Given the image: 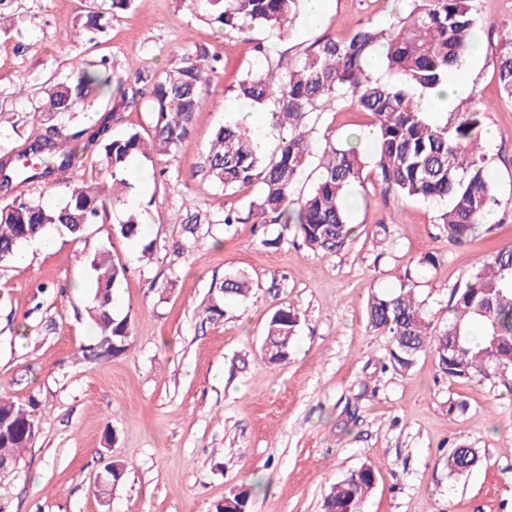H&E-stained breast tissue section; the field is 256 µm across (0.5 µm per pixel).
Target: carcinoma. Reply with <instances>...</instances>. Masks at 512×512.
I'll list each match as a JSON object with an SVG mask.
<instances>
[{
	"label": "carcinoma",
	"instance_id": "cac0c4a2",
	"mask_svg": "<svg viewBox=\"0 0 512 512\" xmlns=\"http://www.w3.org/2000/svg\"><path fill=\"white\" fill-rule=\"evenodd\" d=\"M202 15L224 33L246 39L256 29L271 40L288 36L303 11L304 0H191ZM406 15L387 28L361 23L345 38H324L306 50L295 66H283L271 47L259 44L266 66L251 70L239 81L237 98L266 110L278 131V144L268 153L241 122L219 127L208 149L213 181L226 194L246 193L258 187L246 215L224 213L222 224H285L313 252L336 251L349 237L348 199L363 183L366 162L381 187L400 195L442 205L437 216L448 242L464 243L487 222L496 204L483 146L486 107L453 114L443 125L429 121L415 95H433L454 72H463L464 59L477 40L475 0H406ZM142 5V0H101L84 13L82 33L102 32L116 9ZM497 75L503 97L512 101V20L501 24ZM379 58L398 80L373 75L370 63ZM107 59L88 66L73 65L76 77L49 80L32 91L40 95L33 112L40 128L18 146L0 145V266L11 263L24 243L43 237L54 227L83 240L89 228L108 222L110 205L131 189L125 178L135 157L154 162V154L170 155L190 133L200 107L199 84L210 69L204 52H185L178 64L153 84L149 99L151 134L135 129L115 132L122 115L109 105L85 122L77 114L90 102L94 90L134 102L143 95L141 77L105 75ZM347 104L370 117L376 138L370 156L356 146H317L310 136L314 114ZM319 155V175L312 189L294 197V187L310 158ZM99 171L98 181L68 193L59 206H48L26 194L31 188L69 187L79 162ZM140 232L135 212L113 227V234L133 239ZM95 288L89 316L97 334L81 348L88 362L123 355L131 347L128 319L117 318L113 291L126 267L101 249L89 258ZM250 282L243 273L227 275L210 288L204 312L224 315L228 298L246 297ZM371 328L389 337L382 369L407 373L421 353H433L438 371L452 381L498 380L512 391V250H501L454 289L443 328H433L412 280L389 292L375 294L367 307ZM300 323L291 307L270 317L264 334L270 364L288 360ZM39 418L34 402L24 406L0 398V479L20 468L24 452L34 440ZM478 452L455 446L447 456L448 476L470 471ZM377 468L364 465L336 483L324 497L323 512H354L372 492ZM125 465L112 462L98 485L107 498L123 481ZM250 492L241 489L214 505V512H236L247 507Z\"/></svg>",
	"mask_w": 512,
	"mask_h": 512
}]
</instances>
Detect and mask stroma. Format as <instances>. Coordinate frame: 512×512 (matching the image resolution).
I'll list each match as a JSON object with an SVG mask.
<instances>
[{
    "instance_id": "stroma-1",
    "label": "stroma",
    "mask_w": 512,
    "mask_h": 512,
    "mask_svg": "<svg viewBox=\"0 0 512 512\" xmlns=\"http://www.w3.org/2000/svg\"><path fill=\"white\" fill-rule=\"evenodd\" d=\"M13 10L22 36L0 39V139L15 145L34 130L28 99L11 95L18 78L39 84L68 74L72 60L105 57L111 74L133 68L147 83L185 48L207 52L212 71L175 154L131 164L147 185L135 202L138 239L113 236L126 211L119 204L86 242L57 233L46 250L26 243L27 263L0 267V397L38 401L40 418L20 469L0 484V512H211L243 487L248 512H322L330 487L369 464L376 483L357 512H512V391L448 380L429 351L408 373L381 371L389 340L366 319L371 295L410 278L431 317L444 321L453 288L490 254L512 249V102L501 98L495 68V26L512 19V0H477L482 50L466 59L453 105L488 107L493 135L484 146L499 200L492 232L449 243L439 203L384 192L367 170L351 198L355 231L327 255L280 224H221L251 196L224 194L207 175V152L234 116L238 81L266 64L255 50L262 34L225 35L188 0H145L93 42L73 36L80 0H15ZM402 11L395 0H332L320 24L299 20L275 51L292 65L322 38L366 22L388 27ZM353 134L369 149L365 114L347 105L319 114L316 141L342 144ZM192 222L208 230L188 242L182 227ZM106 246L126 267L113 312L129 317L131 348L86 362L81 348L95 337L88 259ZM428 254L437 265L423 264ZM237 272L250 294L207 318L212 282ZM288 306L300 315L297 335L288 361L270 365L264 328ZM452 397L466 401L464 414H449ZM454 443L481 456L458 478L446 465ZM114 461L127 472L105 503L96 489Z\"/></svg>"
}]
</instances>
